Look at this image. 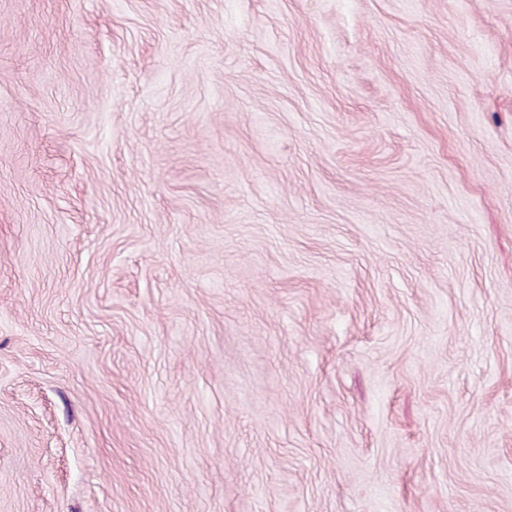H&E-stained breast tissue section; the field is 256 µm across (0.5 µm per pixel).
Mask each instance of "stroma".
I'll return each instance as SVG.
<instances>
[{"instance_id": "35a3bbf8", "label": "stroma", "mask_w": 512, "mask_h": 512, "mask_svg": "<svg viewBox=\"0 0 512 512\" xmlns=\"http://www.w3.org/2000/svg\"><path fill=\"white\" fill-rule=\"evenodd\" d=\"M0 512H512V0H0Z\"/></svg>"}]
</instances>
